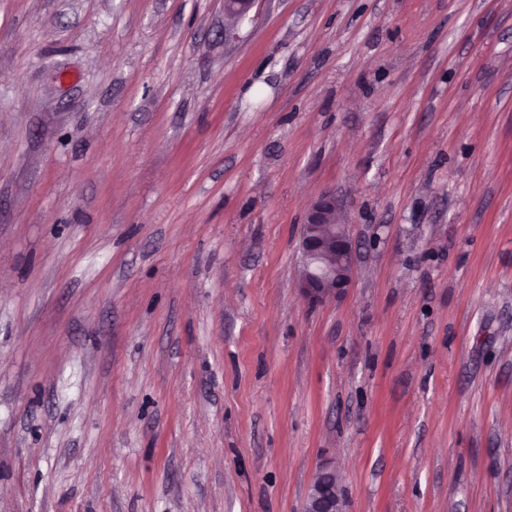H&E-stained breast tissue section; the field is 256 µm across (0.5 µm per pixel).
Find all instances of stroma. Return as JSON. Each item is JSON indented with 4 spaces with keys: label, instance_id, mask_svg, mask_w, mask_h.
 Here are the masks:
<instances>
[{
    "label": "stroma",
    "instance_id": "obj_1",
    "mask_svg": "<svg viewBox=\"0 0 512 512\" xmlns=\"http://www.w3.org/2000/svg\"><path fill=\"white\" fill-rule=\"evenodd\" d=\"M325 463L512 512V0H0V512H302ZM257 2L259 0H224V16L229 20V24L224 26L225 39L234 34V27L250 15ZM346 223L336 196L322 192L300 225L303 265L298 288L310 305L335 300L351 283L355 251Z\"/></svg>",
    "mask_w": 512,
    "mask_h": 512
}]
</instances>
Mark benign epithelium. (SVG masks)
<instances>
[{"mask_svg":"<svg viewBox=\"0 0 512 512\" xmlns=\"http://www.w3.org/2000/svg\"><path fill=\"white\" fill-rule=\"evenodd\" d=\"M259 0H224V39L234 34L237 23L247 18ZM303 257L298 288L310 305L326 303L341 296L349 287L355 267L354 242L342 207L330 192L320 193L308 209L299 230ZM303 512H348L338 493L336 470L320 466L311 483Z\"/></svg>","mask_w":512,"mask_h":512,"instance_id":"7a95c632","label":"benign epithelium"}]
</instances>
